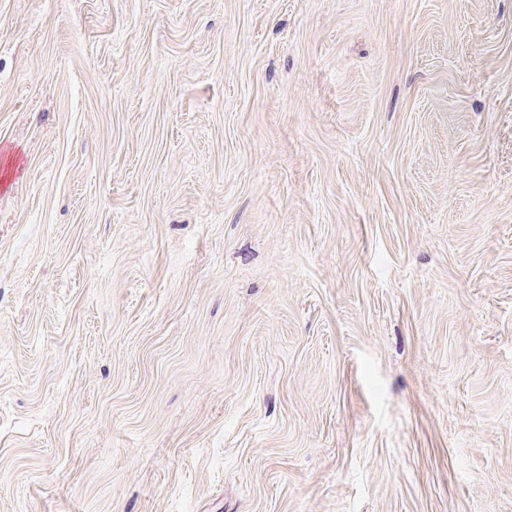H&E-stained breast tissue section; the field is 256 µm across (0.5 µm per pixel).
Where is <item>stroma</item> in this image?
<instances>
[{
  "instance_id": "stroma-1",
  "label": "stroma",
  "mask_w": 512,
  "mask_h": 512,
  "mask_svg": "<svg viewBox=\"0 0 512 512\" xmlns=\"http://www.w3.org/2000/svg\"><path fill=\"white\" fill-rule=\"evenodd\" d=\"M0 512H512V0H0Z\"/></svg>"
}]
</instances>
